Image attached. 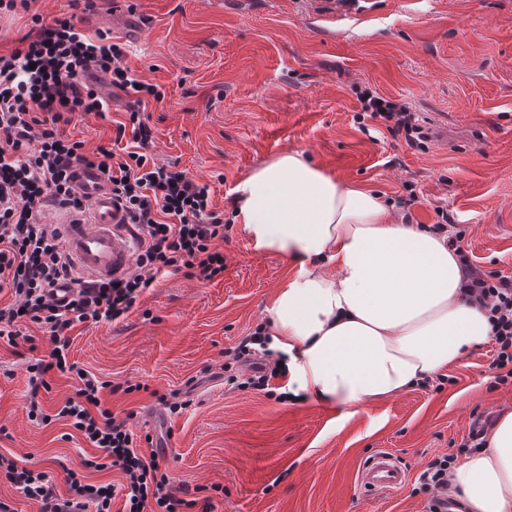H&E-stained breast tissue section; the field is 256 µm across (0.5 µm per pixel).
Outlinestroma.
I'll return each mask as SVG.
<instances>
[{
	"mask_svg": "<svg viewBox=\"0 0 512 512\" xmlns=\"http://www.w3.org/2000/svg\"><path fill=\"white\" fill-rule=\"evenodd\" d=\"M95 0L78 12L86 35L108 34L125 63L158 85L146 113L155 156L178 163L210 187L212 207L230 214L238 184L287 151L304 152L327 173L394 202L413 224L437 223L446 208L463 229L464 249L487 272L512 275V0H373L347 16L342 0ZM69 0H33L0 16V53L31 28L30 16L69 13ZM105 115L79 118L71 134L86 152L112 146L113 124L128 99L98 76ZM408 102L425 121L426 148L409 146L383 125L355 118L362 91ZM217 248L224 274L202 283L178 272L145 293L125 319L76 325L70 361L115 383L142 384L104 395L116 415L136 412L137 436L164 447L175 484L201 488L214 512H429L420 473L436 456H464L476 417L512 406V385L497 384L492 342L448 367L452 383L407 388L374 401L350 420L340 405L283 401L241 391L218 372L240 340L263 322L296 268L256 250L242 225L227 223ZM0 344V454L48 471L66 491L65 468L84 482L121 484L118 469H87L96 448L57 412L75 393L53 373L42 392L49 422L29 418V359L49 351ZM196 378L191 405L165 410L156 394ZM408 472L392 494H369L358 472L377 451Z\"/></svg>",
	"mask_w": 512,
	"mask_h": 512,
	"instance_id": "1",
	"label": "stroma"
}]
</instances>
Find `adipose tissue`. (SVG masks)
<instances>
[{
    "label": "adipose tissue",
    "instance_id": "adipose-tissue-1",
    "mask_svg": "<svg viewBox=\"0 0 512 512\" xmlns=\"http://www.w3.org/2000/svg\"><path fill=\"white\" fill-rule=\"evenodd\" d=\"M234 219L256 249L296 265L264 329L297 398L348 415L462 361L487 341L485 309L463 294L445 235L407 224L369 189L327 174L303 152L282 153L238 187ZM462 512H512V410L482 449L448 471Z\"/></svg>",
    "mask_w": 512,
    "mask_h": 512
}]
</instances>
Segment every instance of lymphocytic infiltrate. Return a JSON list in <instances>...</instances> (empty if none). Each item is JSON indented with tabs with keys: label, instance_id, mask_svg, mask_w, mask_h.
<instances>
[{
	"label": "lymphocytic infiltrate",
	"instance_id": "1",
	"mask_svg": "<svg viewBox=\"0 0 512 512\" xmlns=\"http://www.w3.org/2000/svg\"><path fill=\"white\" fill-rule=\"evenodd\" d=\"M22 46L0 54V340L15 345L23 328L36 325L49 337L46 358L28 364V409L41 412L39 396L48 390L52 371L70 373L79 380L74 397L58 415L101 453L105 467L125 477L122 490L127 512H212L185 498L156 451L137 443L128 419L103 406L102 390L110 383L69 362L71 330L79 323L116 321L155 288L160 277L186 271L201 282L224 274V255L215 247L224 237V220L211 206L210 188L176 164L163 163L151 152L153 132L144 116L148 99H160L156 85L139 80L125 65V53L107 35L90 39L73 16L45 20L35 14ZM109 76L113 88L129 100L127 121L117 123L116 140L131 137L133 149L116 152L98 147L86 154L83 142L66 136L64 128L88 112L106 106L89 77ZM362 112L382 121L406 143L424 147L428 135L417 113L402 102L382 100L369 92L360 97ZM97 168L103 184L121 207L140 243L135 271L118 281L83 278L62 247L57 225L46 223L45 210L57 205L84 210L86 198L74 181L75 167ZM458 256L466 271L465 295L481 304L491 322L495 344L492 362L498 383L512 380V276L492 275L475 266L466 251ZM69 282L68 299L58 300L56 289ZM267 339L261 332L246 336L234 360L243 379L240 389L265 391L271 379L266 363L257 357ZM456 455L433 459L419 476L424 489L433 491L430 512H447L448 470ZM0 474L25 499L39 503V512H111L113 485L80 482L75 470L65 472L68 493L61 494L46 471L0 455Z\"/></svg>",
	"mask_w": 512,
	"mask_h": 512
}]
</instances>
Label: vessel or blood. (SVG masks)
<instances>
[{
	"label": "vessel or blood",
	"instance_id": "vessel-or-blood-1",
	"mask_svg": "<svg viewBox=\"0 0 512 512\" xmlns=\"http://www.w3.org/2000/svg\"><path fill=\"white\" fill-rule=\"evenodd\" d=\"M75 183L90 204L85 212L65 211L57 222L64 229V246L76 267L88 278L109 281L121 277L132 265V232L124 213L103 186L99 171L80 166ZM407 474L387 452L372 455L359 473L361 487L371 493L401 488Z\"/></svg>",
	"mask_w": 512,
	"mask_h": 512
}]
</instances>
